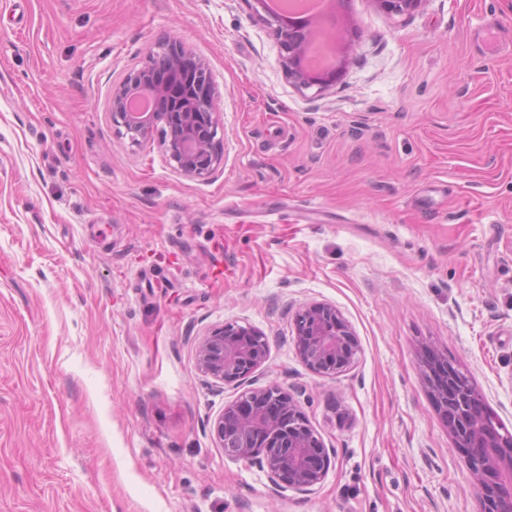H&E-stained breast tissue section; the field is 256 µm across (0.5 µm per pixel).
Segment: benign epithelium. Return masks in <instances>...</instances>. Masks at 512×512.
Returning <instances> with one entry per match:
<instances>
[{
    "instance_id": "benign-epithelium-1",
    "label": "benign epithelium",
    "mask_w": 512,
    "mask_h": 512,
    "mask_svg": "<svg viewBox=\"0 0 512 512\" xmlns=\"http://www.w3.org/2000/svg\"><path fill=\"white\" fill-rule=\"evenodd\" d=\"M392 15H408L426 0H375ZM274 25L284 54L281 66L303 89L328 88L335 72L308 80L302 69L306 32ZM148 63L129 72L112 86L111 114L116 126L137 143L155 129L162 131L161 146L174 169L187 177L204 178L224 163L219 112L211 74L200 57L182 45L161 43L148 52ZM147 93L156 108L132 112L131 97ZM296 350L313 371L331 375L354 362L358 343L349 325L326 303L305 307L296 317ZM267 336L248 326L226 325L201 339L196 349L200 371L224 384H245L267 361ZM435 402L443 414L457 448L478 487L480 512H512V434L500 431L480 412V394L457 377L448 365L430 368ZM224 455L264 471L278 493H307L320 484L335 460L308 424L298 403L279 385L248 391L224 407L213 423Z\"/></svg>"
}]
</instances>
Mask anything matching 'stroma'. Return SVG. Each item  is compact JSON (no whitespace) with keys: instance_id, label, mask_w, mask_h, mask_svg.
Returning <instances> with one entry per match:
<instances>
[{"instance_id":"obj_1","label":"stroma","mask_w":512,"mask_h":512,"mask_svg":"<svg viewBox=\"0 0 512 512\" xmlns=\"http://www.w3.org/2000/svg\"><path fill=\"white\" fill-rule=\"evenodd\" d=\"M259 0H0V512H477L433 353L512 432V0H345L344 75L298 89ZM204 59L224 164L188 178L110 93L158 42ZM327 303L358 353L311 371ZM237 323L335 463L272 492L196 363ZM296 350L313 371L331 375L354 362L358 343L349 325L326 303L306 306L296 317Z\"/></svg>"}]
</instances>
